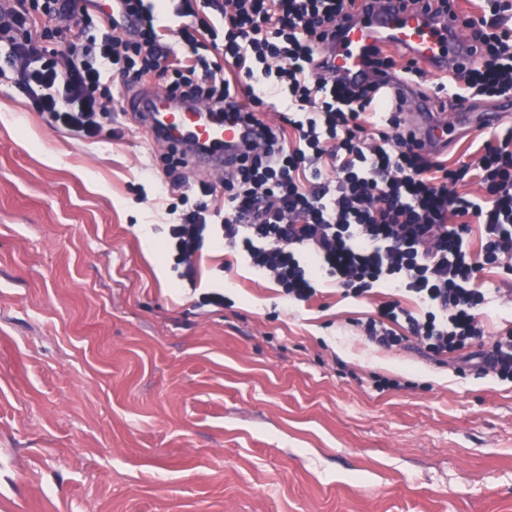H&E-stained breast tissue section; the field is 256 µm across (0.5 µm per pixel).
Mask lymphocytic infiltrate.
Instances as JSON below:
<instances>
[{"label": "lymphocytic infiltrate", "instance_id": "obj_1", "mask_svg": "<svg viewBox=\"0 0 512 512\" xmlns=\"http://www.w3.org/2000/svg\"><path fill=\"white\" fill-rule=\"evenodd\" d=\"M357 0H173L184 23L169 34L145 0H113L101 16L97 0H0V73L53 126L79 137L99 135L112 114L96 90L104 73L126 88L148 75L165 80L172 97L209 106L216 117L231 111L260 123L236 170L224 179V205L208 208L216 189L183 185L169 213L175 263L185 277L213 232L249 265L266 273L288 300L305 302L321 281L333 280L346 296L390 289L375 317L362 324L368 343L392 348L416 337L437 355L467 351L469 359L512 378V336L486 353L482 317L486 289L476 287L488 265L512 263V128L485 136L469 159L447 165L434 158L402 121L403 102L384 100L377 83L348 85L328 71L324 45ZM512 0H482L466 22L471 60L461 75L427 81L413 61L398 64L375 51L379 70L431 84L435 94L457 97L512 95ZM221 25H214L212 15ZM81 19L89 35L66 49H50L40 28L68 29ZM221 48L238 76L201 54ZM282 98L284 124L264 120L270 101ZM480 196L456 192L467 177ZM479 226L482 244L466 240ZM408 294L421 315L405 310Z\"/></svg>", "mask_w": 512, "mask_h": 512}]
</instances>
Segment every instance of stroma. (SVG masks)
I'll list each match as a JSON object with an SVG mask.
<instances>
[{
	"label": "stroma",
	"mask_w": 512,
	"mask_h": 512,
	"mask_svg": "<svg viewBox=\"0 0 512 512\" xmlns=\"http://www.w3.org/2000/svg\"><path fill=\"white\" fill-rule=\"evenodd\" d=\"M104 93L83 139L0 77V512H512V382L369 345L377 298L289 303L220 242L182 278L162 148ZM480 278L489 345L512 271Z\"/></svg>",
	"instance_id": "35a3bbf8"
}]
</instances>
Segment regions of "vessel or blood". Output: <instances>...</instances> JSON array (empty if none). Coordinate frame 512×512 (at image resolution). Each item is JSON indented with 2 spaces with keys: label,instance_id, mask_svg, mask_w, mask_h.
Listing matches in <instances>:
<instances>
[{
  "label": "vessel or blood",
  "instance_id": "b4317fda",
  "mask_svg": "<svg viewBox=\"0 0 512 512\" xmlns=\"http://www.w3.org/2000/svg\"><path fill=\"white\" fill-rule=\"evenodd\" d=\"M465 22V13L457 8L448 16L435 18L420 11H401L396 0H375L373 7L357 8L351 20L337 25L326 53L336 78L374 81L392 94L403 95L411 104L412 128L420 131L427 149L441 151L448 146L449 132L472 124L481 128L494 125L499 113L473 116L465 100L453 103L449 111H439L429 92L374 71L367 56L373 48L388 47L432 74L459 72L469 58V45L461 36ZM129 106L139 112L154 144L190 152L193 165L204 171L233 169L249 132L246 122L209 118L207 106L181 103L158 90L131 100Z\"/></svg>",
  "mask_w": 512,
  "mask_h": 512
}]
</instances>
